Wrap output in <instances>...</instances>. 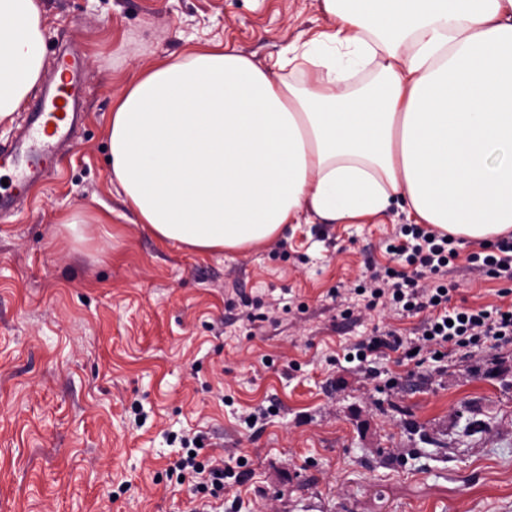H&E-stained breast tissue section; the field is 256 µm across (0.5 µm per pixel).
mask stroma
Listing matches in <instances>:
<instances>
[{
    "mask_svg": "<svg viewBox=\"0 0 512 512\" xmlns=\"http://www.w3.org/2000/svg\"><path fill=\"white\" fill-rule=\"evenodd\" d=\"M42 7L43 74L78 52L83 124L0 222V512H190L196 481L173 466L194 438L224 467L214 512H512V344L352 358L427 317L359 294L370 266L427 280L386 251L400 203L379 224L199 254L136 224L110 184L112 106L141 72L218 40L265 62L327 30L318 0ZM456 247L451 305L501 304L512 279L468 271L478 241ZM403 346V340L395 331L388 330L377 336L370 337L357 347L356 357L361 362L367 361L368 356L380 352L383 349L397 351ZM369 353V355H368Z\"/></svg>",
    "mask_w": 512,
    "mask_h": 512,
    "instance_id": "35a3bbf8",
    "label": "stroma"
}]
</instances>
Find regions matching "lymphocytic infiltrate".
<instances>
[{
    "label": "lymphocytic infiltrate",
    "instance_id": "lymphocytic-infiltrate-1",
    "mask_svg": "<svg viewBox=\"0 0 512 512\" xmlns=\"http://www.w3.org/2000/svg\"><path fill=\"white\" fill-rule=\"evenodd\" d=\"M400 232L402 242L388 244L387 252L427 270L432 281L419 285L390 266L369 269L367 308L391 306L407 312L432 309V316L422 324L421 342L447 347L463 358L474 346L488 343L496 348L512 344V304L449 308L444 279L458 256L453 238L418 225L401 227ZM468 261L470 271L512 278V237L481 244Z\"/></svg>",
    "mask_w": 512,
    "mask_h": 512
}]
</instances>
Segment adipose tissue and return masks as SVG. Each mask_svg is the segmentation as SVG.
I'll return each instance as SVG.
<instances>
[{
    "label": "adipose tissue",
    "instance_id": "obj_1",
    "mask_svg": "<svg viewBox=\"0 0 512 512\" xmlns=\"http://www.w3.org/2000/svg\"><path fill=\"white\" fill-rule=\"evenodd\" d=\"M327 32L258 65L195 47L112 108L110 179L157 239L242 253L309 214L512 232V0H319ZM41 0H0V123L42 76Z\"/></svg>",
    "mask_w": 512,
    "mask_h": 512
}]
</instances>
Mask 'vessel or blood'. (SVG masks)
<instances>
[{"instance_id": "b4317fda", "label": "vessel or blood", "mask_w": 512, "mask_h": 512, "mask_svg": "<svg viewBox=\"0 0 512 512\" xmlns=\"http://www.w3.org/2000/svg\"><path fill=\"white\" fill-rule=\"evenodd\" d=\"M56 69L60 81L47 88L29 114L26 129L11 150H0V170L13 172L11 184L0 191V220L13 214L14 194L47 177L56 157L55 145L68 136L79 120L76 92L80 61L60 54Z\"/></svg>"}]
</instances>
